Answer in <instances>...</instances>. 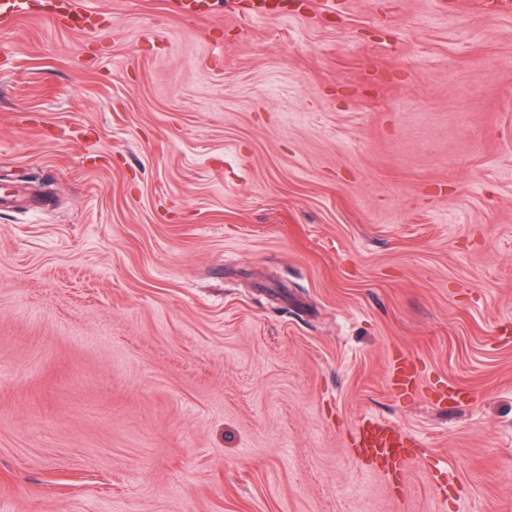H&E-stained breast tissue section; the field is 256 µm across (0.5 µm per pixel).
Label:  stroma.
Listing matches in <instances>:
<instances>
[{
	"mask_svg": "<svg viewBox=\"0 0 512 512\" xmlns=\"http://www.w3.org/2000/svg\"><path fill=\"white\" fill-rule=\"evenodd\" d=\"M212 2L0 28V512H512V25ZM406 436L404 432L382 420L369 419L360 427L356 445L364 458L381 460L396 469L402 460Z\"/></svg>",
	"mask_w": 512,
	"mask_h": 512,
	"instance_id": "35a3bbf8",
	"label": "stroma"
}]
</instances>
